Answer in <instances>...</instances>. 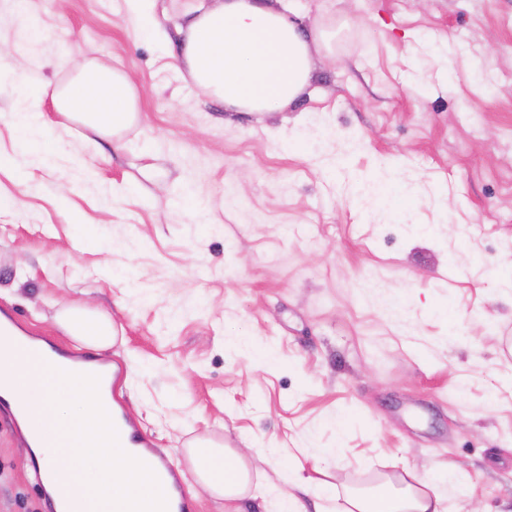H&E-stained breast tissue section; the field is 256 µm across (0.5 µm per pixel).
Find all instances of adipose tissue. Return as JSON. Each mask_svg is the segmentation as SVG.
Segmentation results:
<instances>
[{
  "mask_svg": "<svg viewBox=\"0 0 512 512\" xmlns=\"http://www.w3.org/2000/svg\"><path fill=\"white\" fill-rule=\"evenodd\" d=\"M183 59L194 83L228 107L276 112L293 103L313 78L307 34L264 0H191L185 5ZM64 86L29 84L25 110L17 113L19 139L36 162L47 127L38 111L51 98L55 111L100 136L114 137L138 118V92L121 71L91 60L67 64ZM57 323L76 348L106 350L118 334L111 317L83 304L62 306ZM16 332L0 327V384H9L10 406L27 409L22 422L27 451L54 475L50 497L74 491L98 512H166L167 485L151 476L144 456L116 445L112 397L99 379L101 363L56 355L38 365L8 358ZM191 473L223 500L224 512H243L241 502L273 500L278 512H302L295 496H279L263 474H252L241 453L212 438L195 440ZM384 512H448L436 480L414 470L383 477Z\"/></svg>",
  "mask_w": 512,
  "mask_h": 512,
  "instance_id": "ef3b65f1",
  "label": "adipose tissue"
}]
</instances>
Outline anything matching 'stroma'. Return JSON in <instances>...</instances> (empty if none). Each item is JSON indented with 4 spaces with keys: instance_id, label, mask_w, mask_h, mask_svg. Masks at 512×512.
<instances>
[{
    "instance_id": "stroma-1",
    "label": "stroma",
    "mask_w": 512,
    "mask_h": 512,
    "mask_svg": "<svg viewBox=\"0 0 512 512\" xmlns=\"http://www.w3.org/2000/svg\"><path fill=\"white\" fill-rule=\"evenodd\" d=\"M180 2L139 34L142 0H0L27 62L0 73V312L66 352L56 304L110 312L117 400L173 465L218 435L315 512L282 474L332 448L334 486L416 468L448 512H512V0H292L331 40L273 113L196 87ZM67 56L120 67L140 119L54 126L32 167L18 83ZM389 172L406 198L355 211ZM21 443L1 405L0 512H49Z\"/></svg>"
}]
</instances>
